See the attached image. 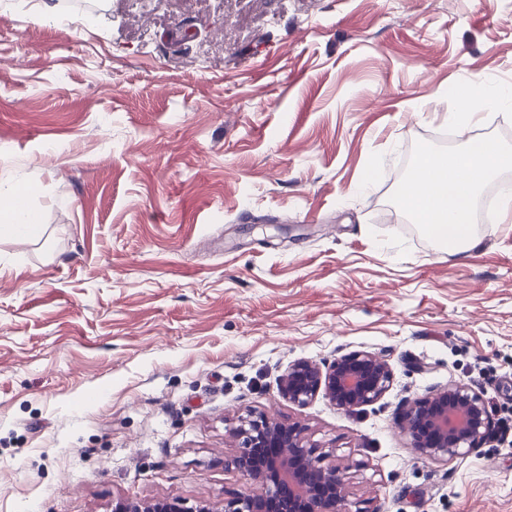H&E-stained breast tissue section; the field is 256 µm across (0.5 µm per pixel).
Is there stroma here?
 Listing matches in <instances>:
<instances>
[{"label":"stroma","instance_id":"obj_1","mask_svg":"<svg viewBox=\"0 0 512 512\" xmlns=\"http://www.w3.org/2000/svg\"><path fill=\"white\" fill-rule=\"evenodd\" d=\"M56 2L0 0V184L40 224L0 236V512L230 504L255 413L363 512H512V433L441 462L397 425L455 382L512 421V216L465 254L387 219L415 142H458L448 88L512 84V0ZM353 351L392 368L375 404L281 397ZM114 512H218L211 505H203L195 510H185L175 502H148L136 498L120 499L116 502Z\"/></svg>","mask_w":512,"mask_h":512}]
</instances>
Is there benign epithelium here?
<instances>
[{"label": "benign epithelium", "instance_id": "obj_1", "mask_svg": "<svg viewBox=\"0 0 512 512\" xmlns=\"http://www.w3.org/2000/svg\"><path fill=\"white\" fill-rule=\"evenodd\" d=\"M392 379L385 360L358 351L324 369L307 360L292 364L281 380L280 394L298 406L321 394L351 411L378 402ZM401 424L421 455L446 461L479 447L491 420L483 394L458 382L407 401ZM233 435L240 446L229 465L247 478L250 491L224 512H361L348 500L350 466L324 463L301 425L260 415L241 420ZM113 512L187 510L175 502L125 498L116 502Z\"/></svg>", "mask_w": 512, "mask_h": 512}]
</instances>
